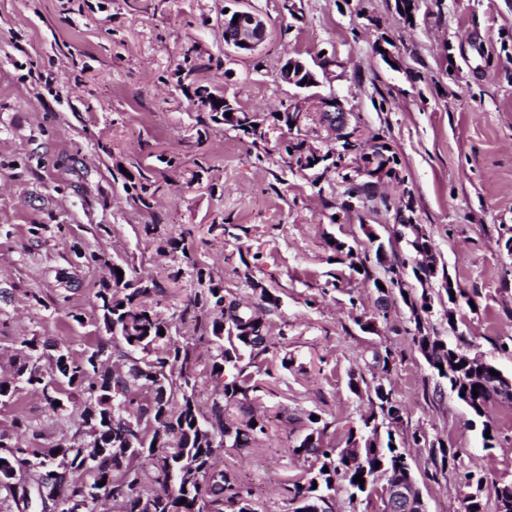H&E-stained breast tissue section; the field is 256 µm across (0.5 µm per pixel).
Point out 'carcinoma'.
I'll use <instances>...</instances> for the list:
<instances>
[{
	"mask_svg": "<svg viewBox=\"0 0 512 512\" xmlns=\"http://www.w3.org/2000/svg\"><path fill=\"white\" fill-rule=\"evenodd\" d=\"M385 151L387 146L378 144L369 153L360 147L356 154L367 164L374 160L382 165L391 161ZM112 268V282L101 283L96 292L109 339L99 341L96 349L80 358L62 348L46 368L40 364L43 354L38 342L24 339L12 359V380H0V398L22 386L40 393L55 412L67 411L73 394L81 396L79 440L67 446L41 445L28 450L0 432V448L9 449L8 455L0 456V490L17 497L11 472L37 471L43 461L53 459L68 473L66 486L89 490L80 512H98L99 501L92 490L105 479L117 489L112 512H257L250 492L234 477V471L217 467L215 458L227 447L251 448L266 434L263 416L250 411L244 420L234 422L229 407L249 401L257 391L248 368L266 352L267 345L252 343L248 337L267 335V325L256 317L254 307L224 306V286L198 269L197 288L183 310L185 315H194L197 335L182 336L150 304L159 294L155 281L144 280L117 262ZM405 302L417 322L414 342L420 350L433 352L439 363L435 367L438 377L466 403L473 416L469 423H474L493 400L484 385L501 386L502 376L490 374L494 369L490 364L474 370L467 366L461 344L464 336L450 346L437 336L422 334L425 326L417 302L409 297ZM200 344L211 348L207 374L220 386L205 413L196 400V348ZM381 387L380 383L365 386L367 397L377 400L379 412L362 417L364 430L357 438L349 437L341 451L325 446L330 423L318 419L309 428L317 433L318 445L310 448L302 441L293 448V454L312 456L319 464L305 480L283 487V494L296 504L293 512H309L316 501L324 512H334L338 482L369 498L382 478L405 481L415 476L408 446L393 444L399 420H385V408H394L395 402L391 395L382 394ZM412 441L428 449L434 468L426 473L429 479H436L456 460L440 440L433 442L416 434ZM360 473L362 485L354 482Z\"/></svg>",
	"mask_w": 512,
	"mask_h": 512,
	"instance_id": "carcinoma-1",
	"label": "carcinoma"
}]
</instances>
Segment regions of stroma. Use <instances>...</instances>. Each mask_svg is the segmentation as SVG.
<instances>
[{"label": "stroma", "mask_w": 512, "mask_h": 512, "mask_svg": "<svg viewBox=\"0 0 512 512\" xmlns=\"http://www.w3.org/2000/svg\"><path fill=\"white\" fill-rule=\"evenodd\" d=\"M247 2L270 38L233 57L221 25L233 0H0V363L31 338L76 357L93 350L105 335L96 292L110 276L94 253L156 280L160 315L192 332L182 311L194 282L177 276L184 260L167 244L181 237L227 299L258 305L269 327L250 404L267 433L255 449L222 456L257 512H292L282 488L310 467L292 453L309 415L328 422L329 447H345L370 408L351 383L385 350L398 441L423 433L457 453L433 482L427 450H413L427 510L464 512L461 472L488 477L486 500L494 483L512 481V403L488 405L484 443L467 406L438 387L400 295L380 312L376 283L387 274L371 238L392 241L407 263L411 297L431 296V331L448 341L465 333L470 356L512 377V0H421L410 18L396 0H293L290 11L283 0ZM323 55L332 79L311 109L337 95L364 147L387 144L396 158L394 179L357 176L369 194L350 209L347 166L299 169L276 119L297 93L277 78L284 60ZM211 58L201 84L260 112L263 141L227 125L200 129L206 109L179 72ZM139 181L151 186L150 208L125 190ZM419 234L437 259L425 282L411 270ZM366 319L373 332L361 331ZM18 417L48 444L75 432L29 390L0 400V432Z\"/></svg>", "instance_id": "stroma-1"}]
</instances>
